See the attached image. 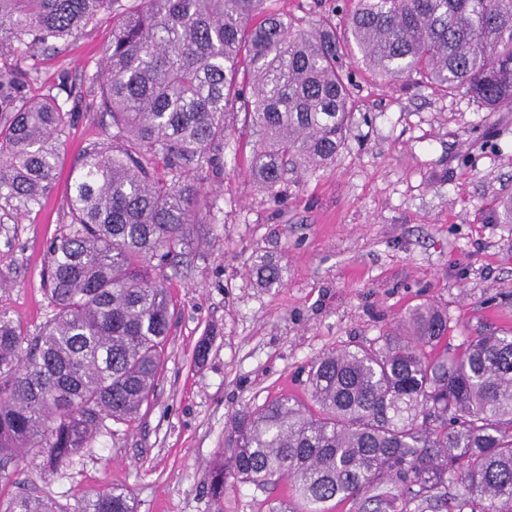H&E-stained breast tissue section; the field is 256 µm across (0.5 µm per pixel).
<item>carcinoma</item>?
Listing matches in <instances>:
<instances>
[{
    "mask_svg": "<svg viewBox=\"0 0 512 512\" xmlns=\"http://www.w3.org/2000/svg\"><path fill=\"white\" fill-rule=\"evenodd\" d=\"M267 0H135L122 8L103 67L86 77L110 132L71 172L69 224L47 250L50 318L27 336L0 312V468L24 456L58 469L108 419L130 423L154 396L172 322L153 276L174 262L197 185L218 170L238 103L255 148L252 178L269 192L290 173L336 161L352 114L345 53L371 72L450 94L489 112L512 104V0H355L338 30L295 32ZM120 0H0V200L42 205L60 168L56 135L72 121L58 97L33 98L11 60L51 52L112 14ZM162 158L166 172L154 166ZM494 224H512V195ZM258 283L281 269L254 260ZM448 313L409 310L383 343L312 360L310 403L288 396L231 416L209 474L222 512L229 482L288 480L298 512H512V332L434 353ZM0 512H64L18 492ZM75 512H134L125 491Z\"/></svg>",
    "mask_w": 512,
    "mask_h": 512,
    "instance_id": "1",
    "label": "carcinoma"
}]
</instances>
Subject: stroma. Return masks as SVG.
I'll return each mask as SVG.
<instances>
[{
    "instance_id": "1",
    "label": "stroma",
    "mask_w": 512,
    "mask_h": 512,
    "mask_svg": "<svg viewBox=\"0 0 512 512\" xmlns=\"http://www.w3.org/2000/svg\"><path fill=\"white\" fill-rule=\"evenodd\" d=\"M350 0H267L293 30L341 24ZM112 22L87 27L55 54L25 57L30 94L68 77L73 122L43 207L0 208V311L25 334L50 315L46 246L68 222L69 180L106 125L83 80L100 66ZM353 114L335 163L297 173L272 195L247 172L255 145L245 114L231 121L224 166L207 176L177 267L158 269L175 311L154 398L130 424L108 423L57 471L25 459L0 496L28 484L72 512L85 496L124 488L135 512H214L207 471L231 415L279 396L305 399L307 364L382 336L411 307L448 313L449 351L469 337L512 331V224L490 216L512 194V106L487 111L464 94L372 74L354 57ZM272 256L283 284L257 287L254 256ZM209 338L205 361L196 347ZM287 481L224 492L223 512H287Z\"/></svg>"
}]
</instances>
